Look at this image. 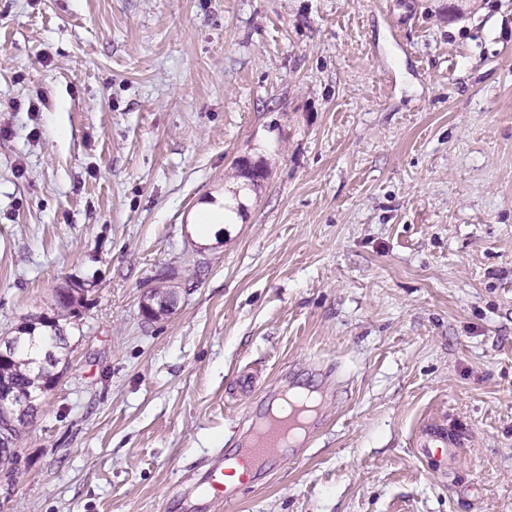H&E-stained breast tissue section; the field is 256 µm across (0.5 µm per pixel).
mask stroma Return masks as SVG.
Segmentation results:
<instances>
[{
  "label": "stroma",
  "mask_w": 512,
  "mask_h": 512,
  "mask_svg": "<svg viewBox=\"0 0 512 512\" xmlns=\"http://www.w3.org/2000/svg\"><path fill=\"white\" fill-rule=\"evenodd\" d=\"M75 281L0 512H180L296 383L230 512H512V0H0V339ZM461 447L460 436L448 431L444 425L425 427L417 443L419 454L443 463L448 460V456L455 455Z\"/></svg>",
  "instance_id": "stroma-1"
}]
</instances>
